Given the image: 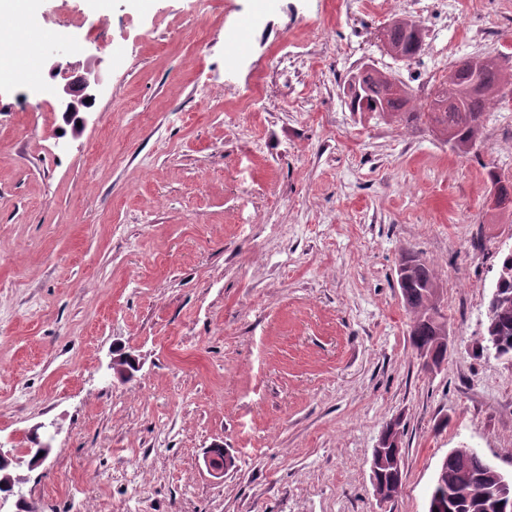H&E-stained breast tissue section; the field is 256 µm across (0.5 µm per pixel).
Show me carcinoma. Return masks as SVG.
I'll use <instances>...</instances> for the list:
<instances>
[{
  "label": "carcinoma",
  "instance_id": "1",
  "mask_svg": "<svg viewBox=\"0 0 512 512\" xmlns=\"http://www.w3.org/2000/svg\"><path fill=\"white\" fill-rule=\"evenodd\" d=\"M381 41L387 53L411 65L422 47L418 22L397 18L383 27ZM349 105L352 111L367 110L391 123H410L426 119L446 137L452 150L465 157L483 142V131L491 106L504 98V89H512V67H504L496 58L465 57L453 62L448 72L425 102L422 111L409 109V86L395 73L381 71L364 64L347 78ZM397 284L406 307L423 317L412 321L410 341L417 351L434 350L447 357V323L439 308L426 305L427 297L438 288L436 276L422 259L404 258L397 271ZM494 338L501 357L512 360V252L498 267L494 289L486 309V332L482 339ZM400 420L388 422L379 445L388 458H403V433ZM19 463L9 460L0 465V485L22 494V475L16 473ZM490 464L478 451L459 448L445 457L436 475L448 494L449 512H495L491 494ZM381 488L402 487L403 471L376 465Z\"/></svg>",
  "mask_w": 512,
  "mask_h": 512
}]
</instances>
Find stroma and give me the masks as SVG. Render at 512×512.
<instances>
[{
    "mask_svg": "<svg viewBox=\"0 0 512 512\" xmlns=\"http://www.w3.org/2000/svg\"><path fill=\"white\" fill-rule=\"evenodd\" d=\"M363 2L274 0L253 28L254 0H39L40 27L69 19L61 68L98 58L101 83L77 137L55 98L0 85V444L50 442L24 473L36 512H427L463 446L512 474V363L478 350L512 251V215L486 208L490 174L512 180V99L461 158L345 92L366 61L421 105L436 41L512 64V0H425L409 66ZM412 253L448 324L434 371L397 286ZM395 418L382 504L371 455ZM394 427H396V431H394ZM401 424L399 419L392 420L388 422L382 431L379 445L384 452V455L388 458H396L398 456L399 460L403 459V429L401 430ZM391 438L392 441L388 443L387 440Z\"/></svg>",
    "mask_w": 512,
    "mask_h": 512,
    "instance_id": "1",
    "label": "stroma"
}]
</instances>
